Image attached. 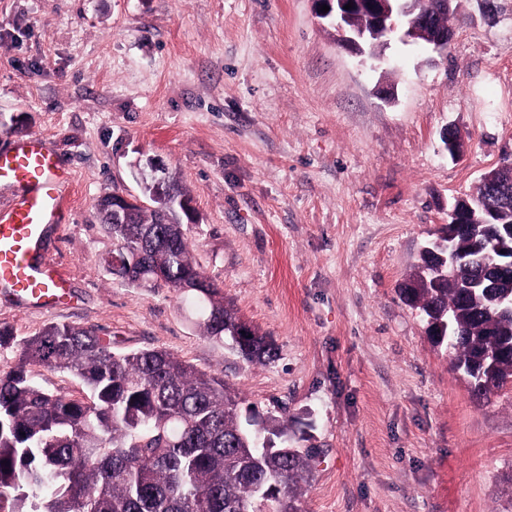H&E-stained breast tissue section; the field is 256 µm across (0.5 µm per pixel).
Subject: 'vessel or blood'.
Returning a JSON list of instances; mask_svg holds the SVG:
<instances>
[{"mask_svg":"<svg viewBox=\"0 0 512 512\" xmlns=\"http://www.w3.org/2000/svg\"><path fill=\"white\" fill-rule=\"evenodd\" d=\"M16 192L0 203V299L45 310L70 305L69 287L40 252L47 225L67 206L71 173L47 138L33 136L0 148V181Z\"/></svg>","mask_w":512,"mask_h":512,"instance_id":"vessel-or-blood-1","label":"vessel or blood"}]
</instances>
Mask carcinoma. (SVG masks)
Returning a JSON list of instances; mask_svg holds the SVG:
<instances>
[{
	"mask_svg": "<svg viewBox=\"0 0 512 512\" xmlns=\"http://www.w3.org/2000/svg\"><path fill=\"white\" fill-rule=\"evenodd\" d=\"M488 199L483 183L468 199L476 237H455L460 263L449 271L424 253L400 289L479 396L512 384V313L499 304L512 297V273L501 274L496 288L474 275L477 240L496 239L512 221V198L500 200L494 223L481 224ZM96 211L116 242V273L147 288L155 270L165 272L169 287L199 311L203 335L231 338L243 320L222 290L183 288L189 278H206L167 203L135 207L124 224L112 222L110 194ZM234 351L256 364L277 358L273 341L254 329ZM30 365L73 374L89 396L42 387ZM259 430L281 446H256ZM311 458V450L288 444L279 417L243 419L224 377L163 348L117 354L92 327L45 326L20 342L17 365L0 376V512H299Z\"/></svg>",
	"mask_w": 512,
	"mask_h": 512,
	"instance_id": "1",
	"label": "carcinoma"
}]
</instances>
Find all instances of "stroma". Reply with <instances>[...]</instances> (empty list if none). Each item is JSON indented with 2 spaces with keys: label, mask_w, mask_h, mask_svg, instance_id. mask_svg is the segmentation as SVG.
<instances>
[{
  "label": "stroma",
  "mask_w": 512,
  "mask_h": 512,
  "mask_svg": "<svg viewBox=\"0 0 512 512\" xmlns=\"http://www.w3.org/2000/svg\"><path fill=\"white\" fill-rule=\"evenodd\" d=\"M447 56L392 42L372 68L313 0H0V144L46 136L71 209L43 251L66 310L0 301V375L51 323L224 376L240 410L314 449L300 512H512V389L474 395L398 287L512 154V0H457ZM462 131L455 161L441 140ZM162 159L204 275L278 349L245 362L168 288L104 259L95 213Z\"/></svg>",
  "instance_id": "1"
}]
</instances>
